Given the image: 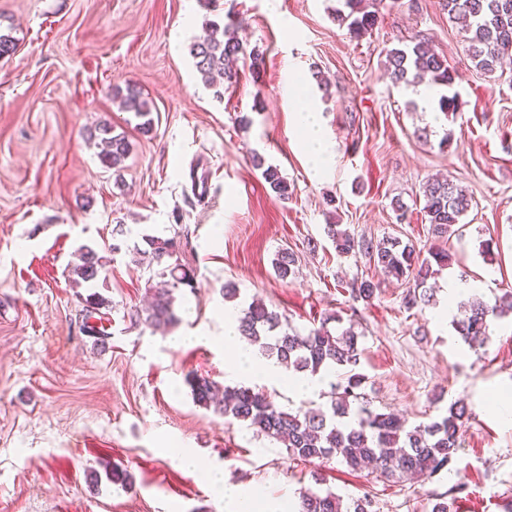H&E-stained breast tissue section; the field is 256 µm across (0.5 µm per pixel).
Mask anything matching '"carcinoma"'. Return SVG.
<instances>
[{"mask_svg": "<svg viewBox=\"0 0 512 512\" xmlns=\"http://www.w3.org/2000/svg\"><path fill=\"white\" fill-rule=\"evenodd\" d=\"M367 2L344 0V9L336 10L337 20L347 23L349 34L355 37L368 33L378 22L376 12L367 10ZM445 7L449 17L465 19L467 52L475 67L493 73L503 57L512 55V0H445ZM238 27L239 23L232 19L223 25L208 20L189 46L200 80L205 86L215 88L214 97L219 100L224 92L215 87L216 77L221 76L231 84L238 78L236 62L248 56L255 64L259 57L257 52L247 51L238 37ZM386 57V70L397 86L404 83L450 89L455 83L446 61L424 39L407 49H392ZM113 99L120 101L122 111L132 114L140 133L146 135L152 131L150 102L140 88L128 84L113 93ZM90 137L103 145L99 159L108 169L120 167L130 154L131 143L125 132H115L110 123L98 124ZM253 165L262 170L265 182L274 193L288 197V182L277 168L264 166L259 155L253 156ZM423 197V210L431 232L443 240L455 234L456 226L472 206V198L449 179L426 183ZM326 230L338 253L362 254L368 262L396 279L412 282L403 297L406 309L432 304L433 293L426 284L449 265L448 250L441 248L423 258L414 245L398 238L373 242L358 238L337 224L326 225ZM143 242L146 249L135 244L131 251L138 257L149 256L161 265L156 273L160 282L148 286V306L132 314L131 319L154 329L172 327L179 321L174 311V292L192 286L194 273L178 262L162 265L164 258L178 252L180 242L176 239L146 235ZM106 265L105 256L85 247L80 263L69 270V276L76 283L94 288ZM294 266V254L288 250L280 251L274 260L275 272L282 279L294 274ZM350 288L355 300L365 302L373 300L378 290L370 279L354 281ZM81 304L83 327L97 335L96 344L106 347L105 332L90 325V320L96 317L104 319L100 308L105 299L94 292L81 299ZM461 308L462 316L454 321L456 332L470 347H482L490 340L492 321L512 313V291L492 301L474 295L461 302ZM328 324L326 320L303 334L290 328L263 301L254 300L241 310L237 327L240 336L258 347L261 357L294 374L315 376L327 370L342 371L340 381L331 385L327 403L291 413L282 410L262 390L244 385L221 386L208 376L189 373L185 383L194 403L228 424L244 422L270 439L287 442L288 454L304 461L324 463L339 458L351 469L369 466L376 476L385 478L398 472L430 478L448 467L462 447L469 419L464 401L452 403L440 419L412 428L393 413L370 410L363 392L365 375L358 372L362 355L358 334L352 326L336 332ZM370 507L371 501L366 498L345 503L332 492L304 491L294 512H370Z\"/></svg>", "mask_w": 512, "mask_h": 512, "instance_id": "cac0c4a2", "label": "carcinoma"}]
</instances>
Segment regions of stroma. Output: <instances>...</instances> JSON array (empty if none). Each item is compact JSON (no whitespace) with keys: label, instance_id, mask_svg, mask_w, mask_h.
Instances as JSON below:
<instances>
[{"label":"stroma","instance_id":"stroma-1","mask_svg":"<svg viewBox=\"0 0 512 512\" xmlns=\"http://www.w3.org/2000/svg\"><path fill=\"white\" fill-rule=\"evenodd\" d=\"M338 0H0V33L17 49L0 58V512H224L208 475L273 498L332 491L369 496L372 512H504L512 501V316L493 321L481 349L441 321L449 276L480 281L491 299L512 290V64L487 75L465 52L464 31L443 0H380L370 34L350 37L336 20ZM232 16L258 51L237 83L216 99L200 81L189 45L206 20ZM428 39L454 71L461 109L418 103L392 86L386 54ZM307 80L334 142L327 173L312 178L294 127V75ZM139 86L154 129L127 124L112 91ZM248 126H240V117ZM126 132L131 153L103 168L89 132L101 121ZM428 128L427 139L416 132ZM447 148H440L442 138ZM277 166L292 194L271 191L253 155ZM443 175L474 205L448 246L454 262L435 278V302L406 309V282L359 254L342 256L324 228L356 236H396L421 253L433 246L423 188ZM208 191L196 196L192 178ZM408 208L398 222L395 202ZM127 244L143 234L177 237L178 259L195 273L176 292L178 326L132 324L153 269L111 253L112 230ZM492 250H485V243ZM108 256L97 284L109 306L106 348L81 333L80 295L68 278L81 246ZM294 253L295 274L280 279L273 261ZM379 284L372 301L348 286ZM234 283L236 300L222 288ZM263 300L304 331L327 316L354 326L359 370L371 408L426 424L464 400V444L446 471L423 481L374 478L333 461L309 463L281 443L197 406L188 373L223 385L264 390L282 409L322 404L337 373L299 393L232 376L222 342L225 309ZM208 340L193 343L197 330ZM188 448L189 473L167 451ZM128 470L131 486L106 473Z\"/></svg>","mask_w":512,"mask_h":512}]
</instances>
